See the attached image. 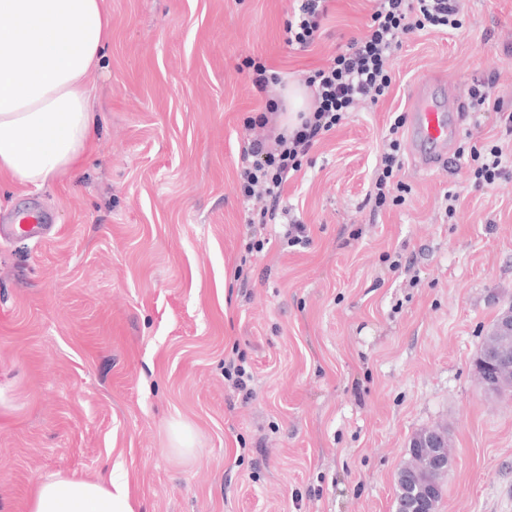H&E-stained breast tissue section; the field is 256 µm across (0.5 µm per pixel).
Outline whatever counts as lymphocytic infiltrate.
<instances>
[{"instance_id": "1", "label": "lymphocytic infiltrate", "mask_w": 512, "mask_h": 512, "mask_svg": "<svg viewBox=\"0 0 512 512\" xmlns=\"http://www.w3.org/2000/svg\"><path fill=\"white\" fill-rule=\"evenodd\" d=\"M366 34L351 39L344 50L312 69L305 79L310 105L299 124L289 131L275 132L280 110L277 99H269L265 110L247 120L246 140L238 172L240 194L255 209L250 225L280 223L289 243L308 242L307 225L291 217L280 205L282 190L312 147L336 129L348 112L386 97L392 84L395 53L410 36L448 32L462 26V0H373ZM328 13L327 0H295L293 14L284 28L285 41L299 49L314 44ZM404 116H396L389 127L369 193L376 207L401 203L404 184L396 183L401 170L399 131Z\"/></svg>"}]
</instances>
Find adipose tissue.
Masks as SVG:
<instances>
[{"label":"adipose tissue","mask_w":512,"mask_h":512,"mask_svg":"<svg viewBox=\"0 0 512 512\" xmlns=\"http://www.w3.org/2000/svg\"><path fill=\"white\" fill-rule=\"evenodd\" d=\"M111 34L105 0H0V175L37 188L96 131L88 75ZM29 512H135L124 478L37 483Z\"/></svg>","instance_id":"adipose-tissue-1"}]
</instances>
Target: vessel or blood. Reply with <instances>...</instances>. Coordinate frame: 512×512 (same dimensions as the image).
<instances>
[{"instance_id": "b4317fda", "label": "vessel or blood", "mask_w": 512, "mask_h": 512, "mask_svg": "<svg viewBox=\"0 0 512 512\" xmlns=\"http://www.w3.org/2000/svg\"><path fill=\"white\" fill-rule=\"evenodd\" d=\"M432 83L419 85L413 94L414 107L410 121V138L417 164L430 170L437 163L447 161L448 151L460 135L458 119L466 98L460 93L441 92L432 96ZM47 225L36 223L33 214L16 213L11 223L0 225V236L8 238H35L44 235Z\"/></svg>"}]
</instances>
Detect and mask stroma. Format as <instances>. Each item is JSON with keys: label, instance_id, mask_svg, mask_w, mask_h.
Masks as SVG:
<instances>
[{"label": "stroma", "instance_id": "obj_1", "mask_svg": "<svg viewBox=\"0 0 512 512\" xmlns=\"http://www.w3.org/2000/svg\"><path fill=\"white\" fill-rule=\"evenodd\" d=\"M108 3L81 170L0 184V221L32 209L51 226L0 240V512H28L37 481L114 469L138 512H395L409 443L436 427L451 457L438 512H512V394L473 370L512 306V169L470 180L473 149L512 153V0H464L461 29L404 42L389 94L284 187L310 244L268 225L246 284L237 168L267 96L243 62L304 81L366 31L371 4L332 0L303 51L284 41L291 0ZM435 76L488 83L500 107L469 108L446 166L419 168L403 141L404 201L374 209L382 138ZM235 353L248 399L224 381Z\"/></svg>", "mask_w": 512, "mask_h": 512}]
</instances>
